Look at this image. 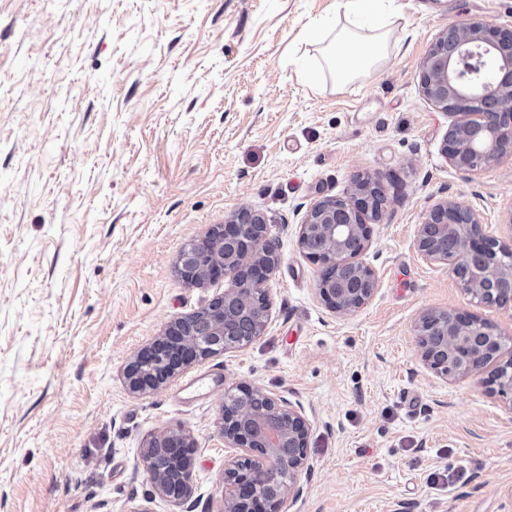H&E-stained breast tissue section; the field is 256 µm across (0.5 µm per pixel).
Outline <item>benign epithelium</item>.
Returning a JSON list of instances; mask_svg holds the SVG:
<instances>
[{"label":"benign epithelium","instance_id":"7a95c632","mask_svg":"<svg viewBox=\"0 0 512 512\" xmlns=\"http://www.w3.org/2000/svg\"><path fill=\"white\" fill-rule=\"evenodd\" d=\"M420 87L437 109L454 117L443 150L457 171L468 177L512 151V29L480 20L448 25L423 63ZM386 206L380 177L357 173L346 196L314 202L300 225L299 244L318 266L317 291L340 315L358 312L378 288L376 271L362 256L371 239L368 221H379ZM417 248L425 260L448 266L481 303L512 308V248L483 233L472 207L457 201L435 205L420 225ZM279 262V241L270 236L266 218L249 210L224 225L220 240L207 234L184 248L178 268L185 280L228 282L224 295L207 306L211 335H194L189 316L170 323L128 364L130 389L155 390L183 366L256 341L268 325V305L237 342H225L224 329L240 321ZM416 339L420 362L435 376L476 378L490 394L512 400V350L505 351L512 336L476 315L432 311L421 317ZM222 433L225 447L236 449L224 462V512H284L310 470V423L301 409L258 385L240 383L224 392ZM192 447L177 429L155 436L143 452L156 492L186 505L185 512L194 510ZM157 453L169 457L168 470L154 469Z\"/></svg>","mask_w":512,"mask_h":512}]
</instances>
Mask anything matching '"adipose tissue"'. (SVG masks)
Listing matches in <instances>:
<instances>
[{"mask_svg":"<svg viewBox=\"0 0 512 512\" xmlns=\"http://www.w3.org/2000/svg\"><path fill=\"white\" fill-rule=\"evenodd\" d=\"M396 0H342L347 17L352 18L354 31L340 33L326 49L327 64L339 85L354 82L362 74L376 68L384 58L387 44L384 37V16ZM368 28L369 37L356 36L359 28Z\"/></svg>","mask_w":512,"mask_h":512,"instance_id":"adipose-tissue-1","label":"adipose tissue"}]
</instances>
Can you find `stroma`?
<instances>
[{
	"label": "stroma",
	"mask_w": 512,
	"mask_h": 512,
	"mask_svg": "<svg viewBox=\"0 0 512 512\" xmlns=\"http://www.w3.org/2000/svg\"><path fill=\"white\" fill-rule=\"evenodd\" d=\"M470 18L510 28L512 0H396L387 59L340 86L303 36L346 26L337 0H0V512H182L142 461L177 428L195 512H222L224 390L242 382L310 422L286 512H512V405L416 348L431 311L512 335V310L416 246L445 199L512 246V153L462 178L441 151L452 118L419 84L437 35ZM356 173L388 204L363 256L379 288L342 316L298 233ZM243 209L281 244L264 334L132 392L129 361L224 292L185 281L181 249ZM438 472L452 489L430 487Z\"/></svg>",
	"instance_id": "obj_1"
}]
</instances>
